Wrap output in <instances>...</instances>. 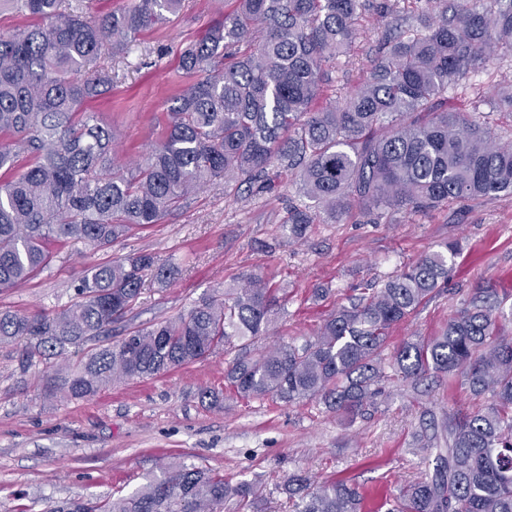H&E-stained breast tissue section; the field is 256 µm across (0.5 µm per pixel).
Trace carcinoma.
Returning a JSON list of instances; mask_svg holds the SVG:
<instances>
[{
	"label": "carcinoma",
	"instance_id": "obj_1",
	"mask_svg": "<svg viewBox=\"0 0 512 512\" xmlns=\"http://www.w3.org/2000/svg\"><path fill=\"white\" fill-rule=\"evenodd\" d=\"M31 22L0 35V290L35 276L58 241L103 248L156 224L204 184L253 183L277 161L293 171L311 208L290 213L304 235L330 219L470 206L512 195V146L448 88L499 52L512 53V0H424L418 24L396 29L366 80L342 103L318 106L325 66L351 49L372 8L387 0H236L224 22L186 47L196 79L168 109L165 134L145 158L117 163V135L85 102L112 89L91 71L102 51L124 56L140 32L178 13L184 0H132L93 19L66 0H11ZM23 167L17 177L8 173ZM457 243L404 266L383 287L331 315L315 339L258 351L288 292L258 276L205 295L183 316L131 332L85 355L57 390L72 399L156 375L225 347L241 354L225 385L243 400H318L350 419L377 404L385 368L405 382L456 378L489 403L460 412L433 435L432 470L400 486L389 512H512V294L491 284L428 339H408L385 362L390 332L448 285ZM175 265L151 254L91 267L72 301L53 315L0 310V344L26 339L44 360L89 337L112 335L151 273L167 283ZM257 486L179 462L138 490L102 503L69 501L46 512H224L253 508ZM356 488L320 486L298 512H361Z\"/></svg>",
	"mask_w": 512,
	"mask_h": 512
}]
</instances>
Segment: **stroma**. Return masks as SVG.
Instances as JSON below:
<instances>
[{
    "mask_svg": "<svg viewBox=\"0 0 512 512\" xmlns=\"http://www.w3.org/2000/svg\"><path fill=\"white\" fill-rule=\"evenodd\" d=\"M235 7V0H185L178 14L141 32L128 55L102 53L97 64L111 69L112 89L89 108L117 133L121 163L139 160L161 139L169 106L191 81L180 67L182 50ZM387 23L370 18L353 51L328 66L323 104H336L362 81ZM509 83L512 55L502 54L468 72L460 87L480 92V109L489 112L497 90ZM270 172L272 183L262 190L233 183L201 187L160 223L107 247L54 246L47 267L0 290V309L54 314L74 298L88 267L150 253L172 260L178 272L164 287L146 280L134 308L115 324L114 339L187 313L203 294L256 273L289 294L274 334L262 337L258 348L301 344L350 299L454 241L461 254L447 291L394 328L393 344L440 330L479 284L512 292L510 195L462 208L391 211L372 224L320 217L298 240L288 231V211L307 200L291 174L277 165ZM319 288L328 289V297H316ZM27 351L22 340L0 344V512H47L67 499L127 495L173 462L214 470L232 484H261L262 512H297L299 496L284 491L295 474L317 485H356L362 512H385V500L425 472L423 435L479 405L464 386L447 379L413 388L394 376L384 380L375 409L351 421L315 401H244L224 386L237 355L231 347L88 399H67L54 385L78 365L83 351L68 349L51 365L28 359ZM209 389L219 394L216 405L200 399Z\"/></svg>",
    "mask_w": 512,
    "mask_h": 512,
    "instance_id": "obj_1",
    "label": "stroma"
}]
</instances>
